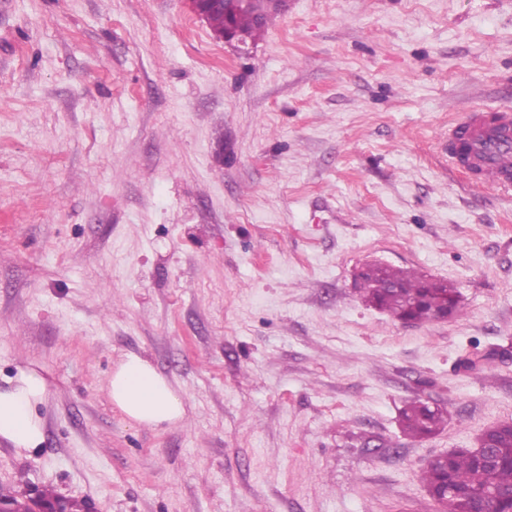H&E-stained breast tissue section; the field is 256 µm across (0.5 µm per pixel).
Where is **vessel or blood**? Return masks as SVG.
I'll use <instances>...</instances> for the list:
<instances>
[{
    "label": "vessel or blood",
    "instance_id": "b4317fda",
    "mask_svg": "<svg viewBox=\"0 0 512 512\" xmlns=\"http://www.w3.org/2000/svg\"><path fill=\"white\" fill-rule=\"evenodd\" d=\"M448 160L484 188H512V108L464 112L448 129Z\"/></svg>",
    "mask_w": 512,
    "mask_h": 512
}]
</instances>
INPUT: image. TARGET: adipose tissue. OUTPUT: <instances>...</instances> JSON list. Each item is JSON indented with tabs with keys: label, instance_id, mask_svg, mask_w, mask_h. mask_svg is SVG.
<instances>
[{
	"label": "adipose tissue",
	"instance_id": "1",
	"mask_svg": "<svg viewBox=\"0 0 512 512\" xmlns=\"http://www.w3.org/2000/svg\"><path fill=\"white\" fill-rule=\"evenodd\" d=\"M106 392L129 422L145 427L184 420L186 400L180 389L147 360L129 354L111 373ZM49 394L47 380L31 368L18 369L0 386V439L13 448L35 452L44 440V422L37 413Z\"/></svg>",
	"mask_w": 512,
	"mask_h": 512
}]
</instances>
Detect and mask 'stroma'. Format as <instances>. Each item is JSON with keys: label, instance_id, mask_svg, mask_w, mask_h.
Listing matches in <instances>:
<instances>
[{"label": "stroma", "instance_id": "stroma-1", "mask_svg": "<svg viewBox=\"0 0 512 512\" xmlns=\"http://www.w3.org/2000/svg\"><path fill=\"white\" fill-rule=\"evenodd\" d=\"M286 2L241 55L188 0H0V384L51 386L39 450L0 441V487L439 512L429 463L512 422V190L443 148L470 107H512V0ZM374 261L448 281L462 315L366 305ZM129 353L182 423L113 406ZM416 399L437 434L402 433Z\"/></svg>", "mask_w": 512, "mask_h": 512}]
</instances>
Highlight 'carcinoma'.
<instances>
[{"label": "carcinoma", "instance_id": "1", "mask_svg": "<svg viewBox=\"0 0 512 512\" xmlns=\"http://www.w3.org/2000/svg\"><path fill=\"white\" fill-rule=\"evenodd\" d=\"M281 7L275 0H253L246 7L228 0L224 10L208 14L207 23L218 39L232 30L253 44ZM357 286L366 304L399 320L410 317L416 323H431L462 314L456 288L414 272L368 264L358 274ZM444 423L443 409L421 401L409 403L401 413L402 431L413 438L433 434ZM493 444L497 462L490 466L480 464L471 450L452 453L429 465L423 480L440 512H471L477 499L512 488V435L504 432Z\"/></svg>", "mask_w": 512, "mask_h": 512}]
</instances>
